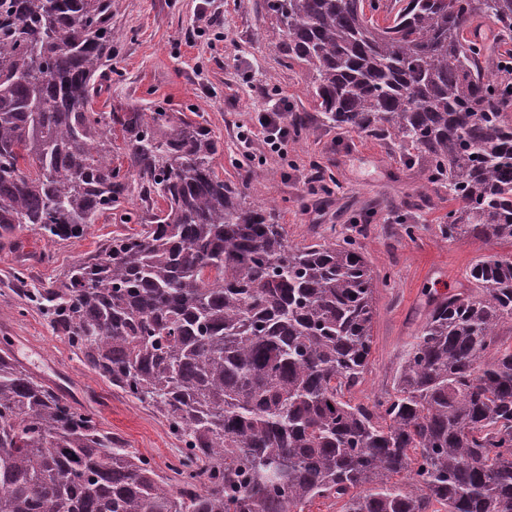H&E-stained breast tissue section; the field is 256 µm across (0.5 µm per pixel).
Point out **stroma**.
<instances>
[{"instance_id": "35a3bbf8", "label": "stroma", "mask_w": 512, "mask_h": 512, "mask_svg": "<svg viewBox=\"0 0 512 512\" xmlns=\"http://www.w3.org/2000/svg\"><path fill=\"white\" fill-rule=\"evenodd\" d=\"M112 25L118 33L112 82L95 99V111L156 102L186 113L221 143L216 173L245 184L252 200L274 206L290 241L359 237L377 282V315L368 371L351 397L368 402L383 393L425 321L430 294L458 287L492 245L441 235L457 203L444 184L427 182L422 165L403 148L317 119L307 70L269 47L270 21L257 0H113ZM277 94L309 120L280 150L255 143L256 159L248 161L239 128L254 123ZM406 224L415 225L414 237L403 232ZM134 230L103 216L84 237L49 247L27 232L22 249L0 251V337L8 338L21 364L95 408L106 429L165 475L179 439L151 409L89 370L42 313L20 314L13 284L18 270L28 284L49 283L112 237Z\"/></svg>"}]
</instances>
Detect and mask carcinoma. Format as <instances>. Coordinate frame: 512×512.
I'll list each match as a JSON object with an SVG mask.
<instances>
[{"mask_svg":"<svg viewBox=\"0 0 512 512\" xmlns=\"http://www.w3.org/2000/svg\"><path fill=\"white\" fill-rule=\"evenodd\" d=\"M311 75L318 119L417 151L459 206L442 235L512 246V84L468 37L512 41V0H260ZM384 13L383 21L375 19ZM112 0H0V247L138 224L21 289L82 363L183 443L180 479L0 349V512H512V251L437 298L391 386L368 370L375 279L361 246L290 243L213 168L219 141L158 103L109 112ZM126 145L112 162L116 139ZM136 186L144 206L123 207Z\"/></svg>","mask_w":512,"mask_h":512,"instance_id":"obj_1","label":"carcinoma"}]
</instances>
